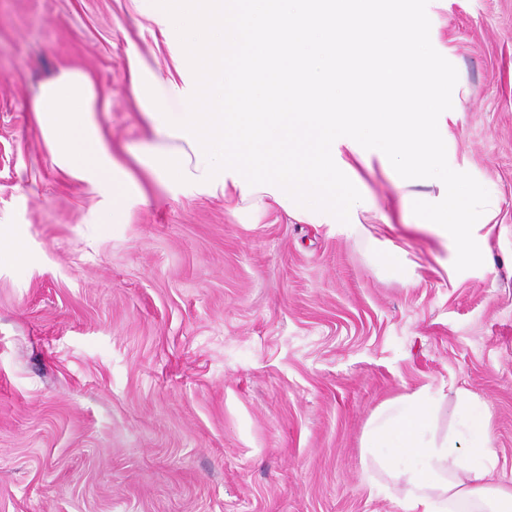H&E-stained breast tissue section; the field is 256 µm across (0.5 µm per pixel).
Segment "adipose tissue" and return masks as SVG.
Wrapping results in <instances>:
<instances>
[{"label": "adipose tissue", "instance_id": "obj_1", "mask_svg": "<svg viewBox=\"0 0 512 512\" xmlns=\"http://www.w3.org/2000/svg\"><path fill=\"white\" fill-rule=\"evenodd\" d=\"M99 96L90 74L61 68L32 103L55 165L105 198L97 222L119 218L148 198L112 154L98 122ZM457 427L440 430L444 396L423 386L390 399L372 414L361 446L377 494L395 497L401 512H512V484L493 480L496 454L486 407L473 393H454Z\"/></svg>", "mask_w": 512, "mask_h": 512}]
</instances>
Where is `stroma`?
I'll return each mask as SVG.
<instances>
[{"label":"stroma","instance_id":"obj_1","mask_svg":"<svg viewBox=\"0 0 512 512\" xmlns=\"http://www.w3.org/2000/svg\"><path fill=\"white\" fill-rule=\"evenodd\" d=\"M458 71L449 165L488 191L481 267L400 224L388 172L355 234L173 193L126 50L171 63L131 0H0V512H401L361 440L386 400L467 389L512 480V0H429ZM91 73L114 156L151 202L91 221L29 110L59 69ZM394 226H387V219ZM405 254L379 274L378 242Z\"/></svg>","mask_w":512,"mask_h":512}]
</instances>
